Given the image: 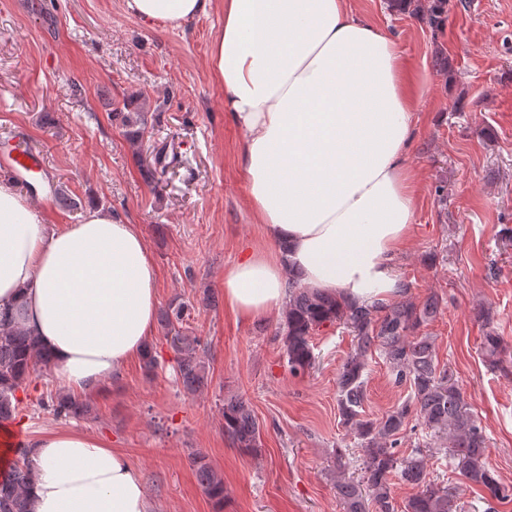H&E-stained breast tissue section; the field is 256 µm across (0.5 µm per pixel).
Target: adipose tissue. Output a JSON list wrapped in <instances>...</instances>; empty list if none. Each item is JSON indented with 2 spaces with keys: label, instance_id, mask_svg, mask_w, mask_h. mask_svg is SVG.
Wrapping results in <instances>:
<instances>
[{
  "label": "adipose tissue",
  "instance_id": "obj_1",
  "mask_svg": "<svg viewBox=\"0 0 512 512\" xmlns=\"http://www.w3.org/2000/svg\"><path fill=\"white\" fill-rule=\"evenodd\" d=\"M138 19L178 27L214 8L224 25L209 68L243 131L238 163L257 223L276 244L224 276V301L266 320L287 279L357 304L402 292L396 268L414 217L406 162L413 99L397 41L346 0H126ZM156 266L138 225L92 208L48 229L0 183V318L35 336L76 394L142 356L155 329ZM31 512H153L130 460L105 441L49 430L24 444Z\"/></svg>",
  "mask_w": 512,
  "mask_h": 512
}]
</instances>
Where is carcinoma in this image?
Masks as SVG:
<instances>
[{
    "label": "carcinoma",
    "instance_id": "carcinoma-1",
    "mask_svg": "<svg viewBox=\"0 0 512 512\" xmlns=\"http://www.w3.org/2000/svg\"><path fill=\"white\" fill-rule=\"evenodd\" d=\"M448 0H427L429 26L441 28ZM112 120L126 135L142 137L146 119L141 112L129 111V105L112 113ZM288 311L280 332L284 336L288 368L303 375L313 367L315 357L311 338L321 328L343 324L354 334L356 345L339 369L336 386L338 407L343 424L357 440L363 453L361 476L353 481L337 476L336 488L346 512H453V491L429 478V454L416 448L400 455L401 435L416 419L434 436L444 438L454 470L479 488L488 500L501 504L512 502V484L499 478L488 461L486 436L471 412L470 404L454 374L439 367L433 341L419 336V327L433 317L437 301L429 297L422 307L396 303L389 307L356 306L341 296L321 295L288 280ZM188 305H170L162 313L161 323L170 334L175 353L176 372L183 390L196 393L207 387L208 372L199 351L198 336L182 333L179 325L188 317ZM378 352L389 365L394 382L410 387V396L401 406L381 419H367L361 409L365 399L364 373L368 355ZM487 365L495 369L503 362L505 347L499 336L489 335L483 343ZM43 362L34 337L22 328L0 321V424L19 414L22 400L17 392L24 388ZM39 405L52 407L60 418L81 419L89 413L86 400L70 394ZM224 434L233 445L253 450L260 445L261 430L253 410L244 399L232 396L224 400ZM197 480L207 496L220 508L224 502V476L201 453L191 457ZM417 487V493L398 510L392 496L393 478ZM32 475L21 460L0 471V512H30L26 490Z\"/></svg>",
    "mask_w": 512,
    "mask_h": 512
}]
</instances>
